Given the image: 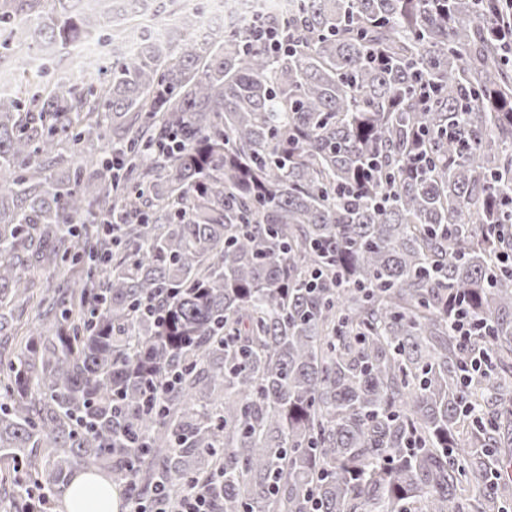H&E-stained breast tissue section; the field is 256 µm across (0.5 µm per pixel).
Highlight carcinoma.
Wrapping results in <instances>:
<instances>
[{"label":"carcinoma","instance_id":"obj_1","mask_svg":"<svg viewBox=\"0 0 512 512\" xmlns=\"http://www.w3.org/2000/svg\"><path fill=\"white\" fill-rule=\"evenodd\" d=\"M512 0H0V379L15 512L77 470L178 512H465L512 464ZM164 26L167 34L155 36ZM119 48L42 85L57 44ZM115 226L108 233L86 220ZM319 279H314V276ZM490 329L451 336L455 298ZM493 372L462 382L472 348ZM255 41L262 43L273 53H286L292 48L291 42H288L287 30H276L273 28H264L262 24L254 27ZM48 285H55L51 278L48 277V274L38 275L36 277V288H34V292L37 294L34 296V300L31 301L27 307L20 313L15 322L16 330H18L17 336H12L9 342L12 344V348H18L20 342L24 341V334L30 328L37 327L42 321V308L37 306V302L39 299V288H46ZM20 328V329H19Z\"/></svg>","mask_w":512,"mask_h":512}]
</instances>
